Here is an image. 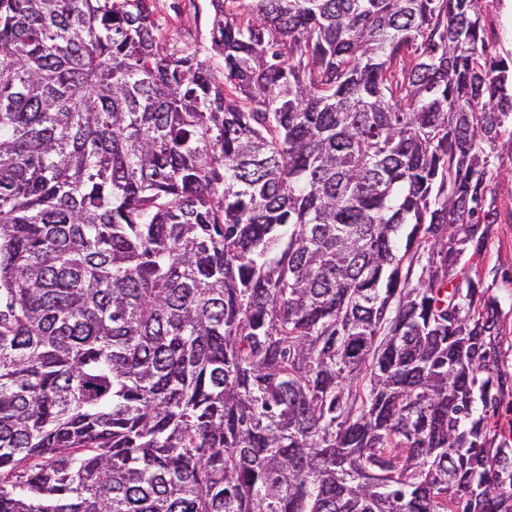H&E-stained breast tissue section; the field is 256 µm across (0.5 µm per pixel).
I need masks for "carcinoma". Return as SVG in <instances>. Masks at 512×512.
<instances>
[{
  "mask_svg": "<svg viewBox=\"0 0 512 512\" xmlns=\"http://www.w3.org/2000/svg\"><path fill=\"white\" fill-rule=\"evenodd\" d=\"M0 0V512H512L483 0ZM180 11H174V5ZM155 19L169 38L179 48L200 46L208 36L213 16L209 0H155ZM489 426L491 430L500 437L510 438L512 445V406L506 400L496 412L490 413Z\"/></svg>",
  "mask_w": 512,
  "mask_h": 512,
  "instance_id": "obj_1",
  "label": "carcinoma"
}]
</instances>
